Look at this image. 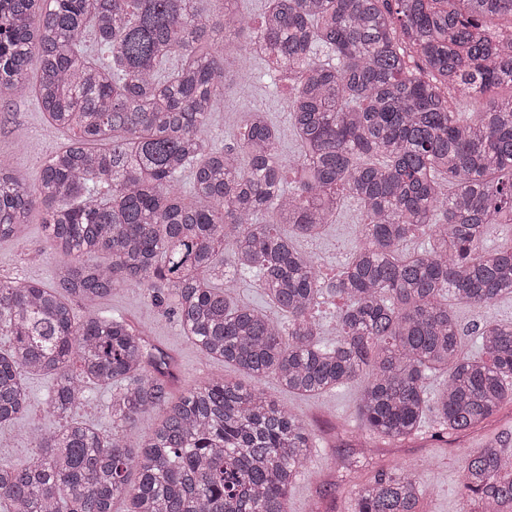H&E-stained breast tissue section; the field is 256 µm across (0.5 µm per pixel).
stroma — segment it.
I'll return each mask as SVG.
<instances>
[{
	"instance_id": "1",
	"label": "stroma",
	"mask_w": 512,
	"mask_h": 512,
	"mask_svg": "<svg viewBox=\"0 0 512 512\" xmlns=\"http://www.w3.org/2000/svg\"><path fill=\"white\" fill-rule=\"evenodd\" d=\"M227 66L235 76H247L256 102L263 104L281 136L284 154L293 155L297 142L290 131L289 116L283 102L288 90L277 87L267 75L263 63H243L235 53H228ZM236 86H229L218 112L212 118L209 134L220 143L230 142L236 132L240 112L246 106ZM48 123L33 100L0 103V155L6 156L13 168L29 182H37L45 157L60 146L65 137L52 133L43 138ZM360 214L353 203H345L336 221L327 225L316 241L303 242V249L317 253L324 274L335 273L359 242ZM55 259L46 243L39 219H32L22 237L0 241V277L22 276L42 284H51ZM102 310L122 316L146 330L155 342L173 355L179 364L176 392L193 388L207 378L223 376L247 386H256L277 405L302 418L315 435L308 470L297 482L289 502L290 512H313L314 502H321L325 512H349V498L340 488L346 472L341 461L350 457L362 431L360 393L362 381L316 396L302 397L288 393L274 377L252 378L233 366L203 357L184 336L171 308L155 304L139 289L125 288L112 294ZM25 383L30 392L27 413L0 425V465L20 466L31 453V431L56 430L58 422L44 410L50 381L44 376H31ZM434 425H427L413 440L397 445L381 444L382 458H395L397 463L416 468L423 488L421 512H461L457 496L461 456L464 449L481 447L493 439L512 442V404L483 428L457 438L451 443L434 439Z\"/></svg>"
}]
</instances>
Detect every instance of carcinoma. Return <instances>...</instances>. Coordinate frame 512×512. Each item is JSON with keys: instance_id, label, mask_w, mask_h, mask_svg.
<instances>
[{"instance_id": "cac0c4a2", "label": "carcinoma", "mask_w": 512, "mask_h": 512, "mask_svg": "<svg viewBox=\"0 0 512 512\" xmlns=\"http://www.w3.org/2000/svg\"><path fill=\"white\" fill-rule=\"evenodd\" d=\"M198 2L0 0V98L34 99L66 134L33 186L0 159V240L38 210L57 257L48 286L0 278V424L28 409L25 373L50 377L59 421L33 429L26 464L0 466V512H112L122 496L127 512H288L307 424L221 377L174 396V358L99 309L122 288L170 306L204 357L291 393L364 377V448L411 438L430 414L435 437L466 434L512 403V323L473 325L469 357L453 310L512 294V248L482 244L512 224V97L494 98L512 87V0H267L257 26ZM232 49L294 90L297 155L259 104L233 142L208 138ZM461 97L487 99L479 119L453 108ZM347 200L361 242L327 278L296 241ZM418 231L427 247L410 253ZM96 252L111 263L84 259ZM251 277L273 312L229 296ZM326 297L342 301L331 340ZM90 384L112 390L109 436L75 417ZM156 411L129 447L127 428ZM421 494L415 469L381 464L348 491L351 512H419ZM458 496L466 512H512L499 441L465 455Z\"/></svg>"}]
</instances>
